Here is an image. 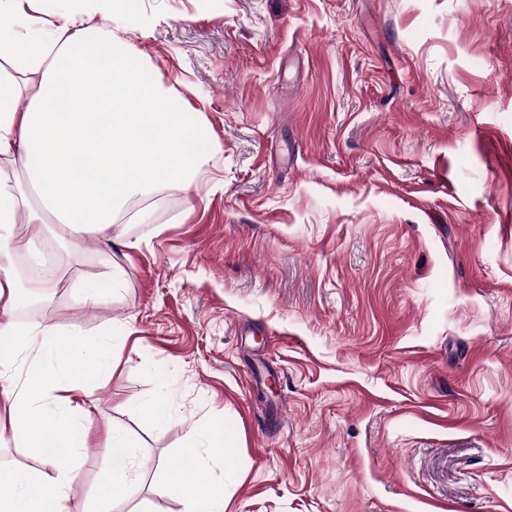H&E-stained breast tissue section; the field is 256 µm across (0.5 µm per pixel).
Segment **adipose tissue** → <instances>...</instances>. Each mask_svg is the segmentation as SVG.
Instances as JSON below:
<instances>
[{
	"label": "adipose tissue",
	"instance_id": "obj_1",
	"mask_svg": "<svg viewBox=\"0 0 512 512\" xmlns=\"http://www.w3.org/2000/svg\"><path fill=\"white\" fill-rule=\"evenodd\" d=\"M0 60L8 66L0 71V155L20 151L27 170L23 188L0 180V388L17 447L40 463L0 472V512H68L75 476L58 467L55 451L72 456L86 447L89 382L108 372L112 349L75 329L17 325V258L32 253L49 223L72 244L122 221L142 223V203L165 183L190 189L217 145L202 112L153 79L128 40L88 20L70 15L58 38L22 40L0 15ZM23 94L29 104L21 111ZM108 446L112 482L99 501L113 512L133 442L114 432ZM166 487L184 512H224L223 493L201 480L194 462L170 473Z\"/></svg>",
	"mask_w": 512,
	"mask_h": 512
}]
</instances>
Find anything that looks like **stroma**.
<instances>
[{
    "label": "stroma",
    "instance_id": "obj_1",
    "mask_svg": "<svg viewBox=\"0 0 512 512\" xmlns=\"http://www.w3.org/2000/svg\"><path fill=\"white\" fill-rule=\"evenodd\" d=\"M73 11L0 0L25 37ZM83 11L217 149L147 223L56 250L38 321L115 352L70 512L111 483L113 431L156 463L115 512H184L166 472L211 426L238 445L228 467L197 456L226 512H512V0ZM123 269L120 265H113L112 267V275L110 281L105 284L98 281H87L81 288H83V295L87 302L91 304H96L99 301L106 299L109 296H112V291H114V284L118 281L122 276Z\"/></svg>",
    "mask_w": 512,
    "mask_h": 512
}]
</instances>
